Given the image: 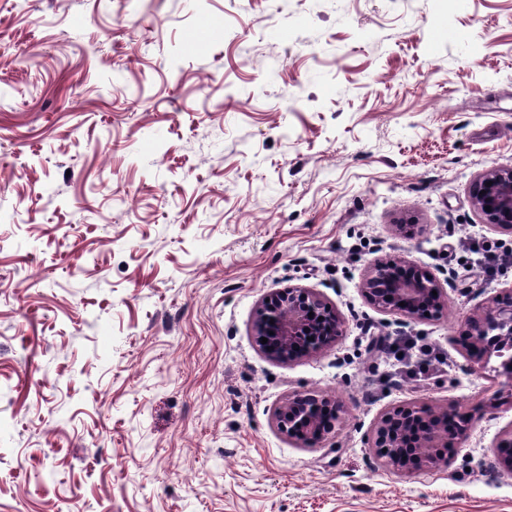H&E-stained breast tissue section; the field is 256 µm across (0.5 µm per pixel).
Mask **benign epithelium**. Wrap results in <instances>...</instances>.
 <instances>
[{
	"label": "benign epithelium",
	"instance_id": "obj_1",
	"mask_svg": "<svg viewBox=\"0 0 512 512\" xmlns=\"http://www.w3.org/2000/svg\"><path fill=\"white\" fill-rule=\"evenodd\" d=\"M472 202L482 223L512 232V167L492 166L481 173L473 186ZM487 206L491 210H485ZM362 291L377 309L399 312L411 321L436 317L446 307L439 280L416 266L377 262L368 271ZM342 333L343 320L336 310L308 288L273 291L261 301L254 319V336L262 352L284 362L320 353ZM462 339L470 368L480 372L491 358H499V373L511 388L512 290L479 308ZM342 413V404L332 395L297 393L275 409L274 422L282 434L316 446L335 433ZM473 421V415L460 413L454 402L444 408L415 402L397 405L377 421L372 448L398 474L424 471L448 462L446 449L465 443ZM493 454L498 467L512 472V427L496 439Z\"/></svg>",
	"mask_w": 512,
	"mask_h": 512
}]
</instances>
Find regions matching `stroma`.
I'll list each match as a JSON object with an SVG mask.
<instances>
[{
    "label": "stroma",
    "instance_id": "obj_1",
    "mask_svg": "<svg viewBox=\"0 0 512 512\" xmlns=\"http://www.w3.org/2000/svg\"><path fill=\"white\" fill-rule=\"evenodd\" d=\"M492 166L512 0H0V512H512V401L459 342L512 287L472 203ZM376 260L432 272L442 315L372 306ZM288 286L344 333L283 362L253 321ZM312 391L344 412L308 447L273 412ZM412 401L475 422L401 476L371 436ZM495 464L505 471L512 472V426L502 432L493 446Z\"/></svg>",
    "mask_w": 512,
    "mask_h": 512
}]
</instances>
